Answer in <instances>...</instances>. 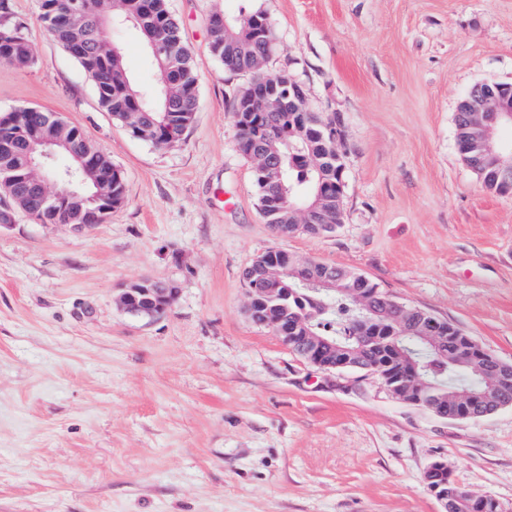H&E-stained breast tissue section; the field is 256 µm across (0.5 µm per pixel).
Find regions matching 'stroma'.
Returning <instances> with one entry per match:
<instances>
[{
	"label": "stroma",
	"instance_id": "stroma-1",
	"mask_svg": "<svg viewBox=\"0 0 512 512\" xmlns=\"http://www.w3.org/2000/svg\"><path fill=\"white\" fill-rule=\"evenodd\" d=\"M9 4L36 60L0 65V113L82 128L125 199L81 233L19 210L0 224V512H441L435 461L512 512V406L450 421L378 377L320 372L251 320L243 280L271 249L349 268L512 364V196L462 161L455 125L474 86L512 82V0H168L199 108L166 149L99 108L39 0ZM244 7L274 22L268 69L341 118L335 233L278 237L259 213L231 114L248 77L210 55L206 27ZM105 36L155 85L135 30ZM144 280L178 289L160 318L119 303Z\"/></svg>",
	"mask_w": 512,
	"mask_h": 512
}]
</instances>
